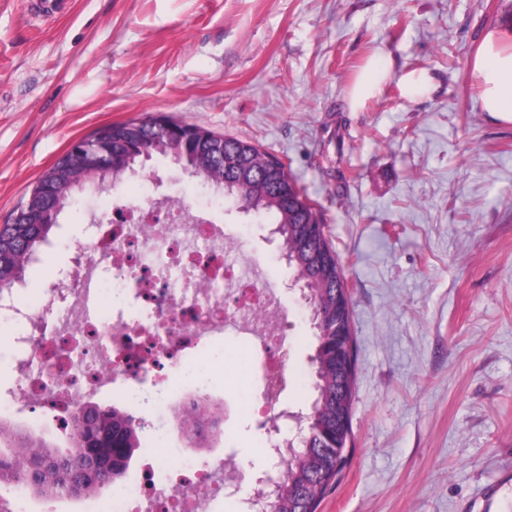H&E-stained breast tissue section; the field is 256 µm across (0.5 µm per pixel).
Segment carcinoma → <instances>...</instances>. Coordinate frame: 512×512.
<instances>
[{
	"instance_id": "1",
	"label": "carcinoma",
	"mask_w": 512,
	"mask_h": 512,
	"mask_svg": "<svg viewBox=\"0 0 512 512\" xmlns=\"http://www.w3.org/2000/svg\"><path fill=\"white\" fill-rule=\"evenodd\" d=\"M90 139L104 141L103 166L80 164L77 154L86 140L75 141L38 177L29 204L21 205L11 222L0 228V289L24 279L51 245L60 216L73 209L81 196L117 183L155 156L186 166L202 187L216 188L225 199L275 225L273 233L280 238L288 267L307 278L308 302L319 324L310 356V412L297 414L299 433L292 436L286 473L277 483L275 512H317L347 464L357 383L355 368L345 382L336 378V339L326 333L336 294L347 280L317 202L299 187L281 157L166 115L103 126ZM226 154L236 156L241 168L224 167ZM140 429V419L129 410L117 404L95 405L76 419L71 448L58 455L45 438L0 423V486H16L51 499L113 484L126 477L135 451L142 447ZM92 448L112 449V470L102 477L87 470Z\"/></svg>"
}]
</instances>
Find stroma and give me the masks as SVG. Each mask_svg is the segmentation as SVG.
<instances>
[{
	"instance_id": "35a3bbf8",
	"label": "stroma",
	"mask_w": 512,
	"mask_h": 512,
	"mask_svg": "<svg viewBox=\"0 0 512 512\" xmlns=\"http://www.w3.org/2000/svg\"><path fill=\"white\" fill-rule=\"evenodd\" d=\"M0 0V225L70 143L99 126L164 113L288 158L320 202L351 293L358 378L351 457L318 512H512V121L483 111L471 69L485 34L512 33V0ZM388 77L351 108L371 59ZM428 90L410 93L408 74ZM156 198L191 202V179L154 161ZM245 237L281 290L309 371L307 304L269 225L233 202L210 211ZM86 220L67 217L30 268L26 295L71 268ZM186 389L238 383L202 343ZM155 378L112 400L164 430L144 401ZM7 419L55 446L68 430L38 402ZM291 421L224 416L212 464L268 468Z\"/></svg>"
}]
</instances>
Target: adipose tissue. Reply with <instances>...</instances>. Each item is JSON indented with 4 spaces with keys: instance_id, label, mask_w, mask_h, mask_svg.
<instances>
[{
    "instance_id": "adipose-tissue-1",
    "label": "adipose tissue",
    "mask_w": 512,
    "mask_h": 512,
    "mask_svg": "<svg viewBox=\"0 0 512 512\" xmlns=\"http://www.w3.org/2000/svg\"><path fill=\"white\" fill-rule=\"evenodd\" d=\"M483 44L472 73L482 88V109L512 121V43L494 29L485 34Z\"/></svg>"
}]
</instances>
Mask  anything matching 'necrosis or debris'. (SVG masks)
Wrapping results in <instances>:
<instances>
[{"instance_id":"4bbe7bcc","label":"necrosis or debris","mask_w":512,"mask_h":512,"mask_svg":"<svg viewBox=\"0 0 512 512\" xmlns=\"http://www.w3.org/2000/svg\"><path fill=\"white\" fill-rule=\"evenodd\" d=\"M88 227V246H77L75 265L52 285V306L21 303L19 283L0 289V324L15 332L17 377L0 383V402L34 397L71 427L74 402L107 386L99 372L107 364L127 382L161 375V405H185L190 396L177 371L200 341L228 337L234 358L264 361L257 393L237 403V412H276L292 358L288 314L244 238L226 237L223 225L183 206L157 204L146 184L136 197L90 213ZM107 275L115 292L108 309L100 296ZM169 460L167 448H148L143 485L114 499L112 512H212L230 480L245 478L229 462L216 470L187 446L177 457L181 491L157 490L153 474Z\"/></svg>"}]
</instances>
